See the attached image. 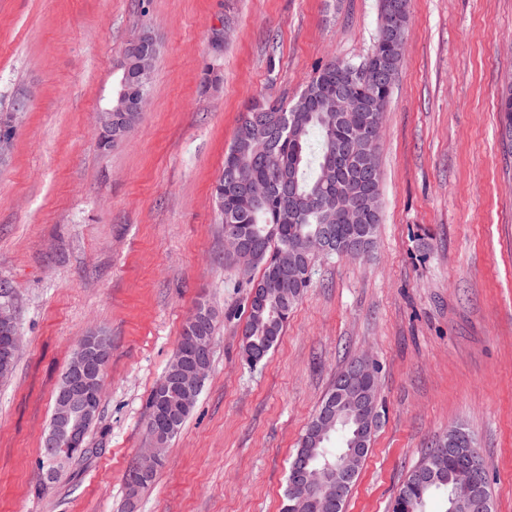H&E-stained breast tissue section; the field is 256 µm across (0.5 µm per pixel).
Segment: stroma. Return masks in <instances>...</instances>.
I'll return each instance as SVG.
<instances>
[{
    "label": "stroma",
    "mask_w": 512,
    "mask_h": 512,
    "mask_svg": "<svg viewBox=\"0 0 512 512\" xmlns=\"http://www.w3.org/2000/svg\"><path fill=\"white\" fill-rule=\"evenodd\" d=\"M378 0H0V282L20 350L0 382V512H281L288 465L350 359L377 363L379 423L345 512H388L449 428L475 437L512 512V0H411L385 116L381 221L362 259L315 257L268 358L242 355L249 284L212 200L239 115L357 61ZM159 44L148 105L103 151L96 120L127 43ZM14 111V110H13ZM218 315L203 390L136 501L148 398L187 317ZM112 342L90 453L36 493L53 393L78 341ZM508 92L502 95L500 102V144L504 152L512 155V85Z\"/></svg>",
    "instance_id": "obj_1"
}]
</instances>
